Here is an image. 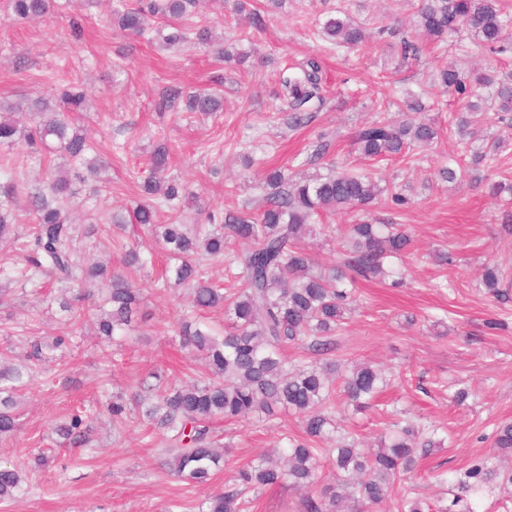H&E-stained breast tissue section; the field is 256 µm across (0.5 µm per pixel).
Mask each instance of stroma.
I'll return each instance as SVG.
<instances>
[{"mask_svg":"<svg viewBox=\"0 0 512 512\" xmlns=\"http://www.w3.org/2000/svg\"><path fill=\"white\" fill-rule=\"evenodd\" d=\"M107 0H56L42 21L11 15L0 0V99L26 107L28 99L51 95L63 83L82 82L89 109L75 113L98 144L110 168L107 183L77 186L73 204L79 224L80 259H107L120 269L123 247L145 244L153 255L130 278L142 290L140 311L130 336L115 350L104 351L93 338L72 336L62 362L35 369L19 408L13 440L0 442V461L25 465V491L0 512H198L207 495L224 491L236 470L264 450L284 445L299 431L295 416L273 420L250 417L217 421L219 442L230 445L224 468L210 484L196 487L177 480L164 465V445L148 435L146 424L133 418L122 426L108 419L95 422L87 448L58 443L54 426L73 405L84 402L99 410L107 395L130 392L148 373L162 380L185 379L203 369L201 354L180 348L178 326L192 318L190 292L165 283L170 261L146 228L127 225L111 232L105 217L141 200L140 187L151 175L148 161L160 142L171 147L167 171L195 197L184 218L188 224L222 223L226 210L256 212L265 195L263 177L271 169L312 177L329 171L374 172L382 184L409 200L403 208L377 204L372 217L408 228L416 255L408 260L402 286L371 281L358 285L357 302L337 332L333 360L379 366L391 383L379 405L361 412L339 408L336 419L362 442L373 443L390 422L384 406L447 427L444 447L424 457L416 491L431 502L450 503L452 496L433 479L440 471L467 468L477 458L491 465L512 466V456L493 448L488 436L512 422V300L499 302L479 283L483 264H498L503 286L512 290V201L489 195L487 182L512 181V155L502 154L496 168L464 162L465 147L457 135L454 97L430 87L436 72L456 62L471 67L512 70V56H494L474 45L470 36L448 46L425 43L418 58L400 54L401 37H418L419 0H282L267 10L266 0H251L265 13L266 28L253 30L247 16L237 15L235 0H203L202 18L234 60L225 62L211 50L187 43L165 50L152 32L128 36L114 29ZM346 12L373 34L359 50L327 49L318 34L336 12ZM83 27L73 37L71 20ZM389 35L376 37L378 27ZM320 57L326 89L324 104L310 112L302 126H291L274 91L286 62ZM173 87L217 89L223 111L207 116L159 112ZM419 96L420 119L441 127L442 138L419 153L415 166L392 160L380 166L361 155L353 135L379 118H407L404 101ZM460 159L455 180L442 178V167ZM49 163L26 143L0 147V194L7 187L35 185ZM347 212L328 216L332 229L309 240V252L322 265L343 264L347 254L337 225L354 223ZM454 255L452 265L436 262L441 251ZM16 257L18 245H0V254ZM22 263L11 266L13 294L0 304V349L24 353L30 337L72 335L57 304L36 300L22 290ZM491 318L506 321L489 330ZM468 388L462 405L448 400L449 388ZM52 458L43 469L28 467L33 453Z\"/></svg>","mask_w":512,"mask_h":512,"instance_id":"obj_1","label":"stroma"}]
</instances>
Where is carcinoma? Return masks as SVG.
<instances>
[{"label": "carcinoma", "mask_w": 512, "mask_h": 512, "mask_svg": "<svg viewBox=\"0 0 512 512\" xmlns=\"http://www.w3.org/2000/svg\"><path fill=\"white\" fill-rule=\"evenodd\" d=\"M199 0H138L134 6L117 0L112 24L128 34H139L155 21L156 40L163 48L193 42L211 47L212 30L194 21ZM12 13L24 20L46 17L54 8L52 0H9ZM418 28L424 38L444 42L462 31L468 32L482 50L500 56L512 54V14L503 0H422ZM321 38L338 48L364 44L361 25L348 16L327 18ZM280 96L286 102L291 123H305L311 108L323 104L321 65L308 57L296 67L279 74ZM436 85L463 104L457 130L463 137L474 135L478 116L490 110L509 121L512 128V76L493 72L467 73L450 63L437 75ZM88 92L84 84L63 85L50 97H36L28 109L38 121L28 129L14 119L15 106L0 102V145L25 140L32 152L51 154L82 171L71 179L64 172H47L42 184L26 190V207L33 217L22 245L26 282L37 287L48 280L58 288L53 301L66 313V322L77 329L84 317L93 316L98 328L97 346L105 348L132 324L140 303V292L127 275L102 264L85 266L75 248V226L68 204L74 197V181L100 179L106 164L96 154L95 144L83 127L70 117L86 110ZM161 106L178 112L208 115L223 108L221 95L207 90L167 91ZM439 138L435 123L426 120H389L385 117L358 129L355 145L371 160L409 158L413 151L429 147ZM512 149V139L498 136L471 155V163L492 164L501 152ZM170 149L156 145L150 156L153 176L142 191L162 196V204L173 215L168 224L157 223V207L144 200L132 211V218L113 212L107 223L117 229L141 224L152 238L176 261L170 269L174 284L191 288V307L196 315L210 310L224 311L223 333L218 335L198 324H184L178 334L180 345L202 353L205 373L190 382L163 383L151 372L141 379L138 390L126 395L112 394L102 414L116 425L135 411L144 416L152 430L166 441L167 466L181 481L205 486L224 467V448L213 438L211 422L216 418L236 421L249 415L270 419L283 412L299 418L300 434L287 436L288 444L275 462L260 453L254 463L239 468L233 487L205 497L198 512H243L244 495L261 487L287 483L305 492L303 512H342L350 499L357 512H371L388 498H394L397 512H452L461 502L437 510L412 495L411 479L418 459L441 447V427L411 418L380 434L377 448L367 451L357 439L336 424V407L368 408L383 386L384 372L368 363L350 368L329 362L293 363L282 354L288 344H300L318 355L334 349L333 337L342 328L350 303L355 301L358 279L401 283L400 271L390 260L411 255L412 238L394 224L360 220L341 232L348 253L346 269L318 266L302 246V240L324 231L317 223L325 212L368 211L388 196L396 207L406 197L380 185L365 173L330 172L315 178H290L278 169L267 172L270 188L265 204L256 214L228 212L224 223L206 228L182 223L185 197L182 187L166 179ZM11 210L0 202V239L16 234ZM232 237L247 247L232 254L231 284L220 287L205 278L203 262L224 259V244ZM499 267L485 266L481 284L495 297L501 290ZM66 338L52 341L34 336L29 342L27 361L0 353V441L15 436L18 429V398L32 376V363L45 364L62 358ZM98 415L80 407L65 422L54 427L63 444L73 448L91 443L92 422ZM334 442L332 448L318 444ZM493 446L512 451V423L500 424L492 436ZM332 466L333 478L315 495L319 471ZM500 476L512 486V471L499 472L488 460L477 459L463 472L450 478L434 475L437 484L448 483L471 495L464 512H475L477 502L490 480ZM23 471L16 465L0 464V504L12 501L23 491Z\"/></svg>", "instance_id": "1"}]
</instances>
